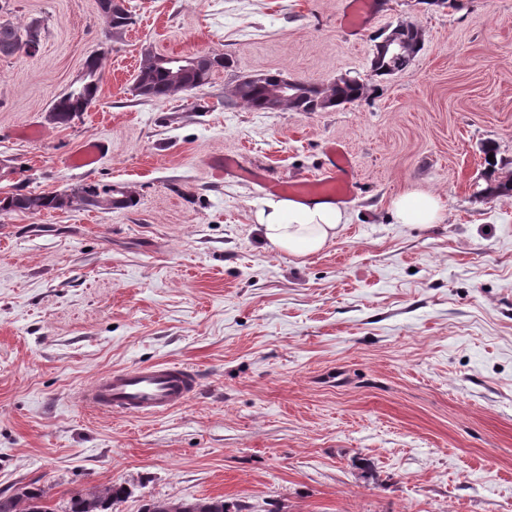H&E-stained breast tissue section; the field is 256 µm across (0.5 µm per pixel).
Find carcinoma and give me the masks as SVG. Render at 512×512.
<instances>
[{
	"label": "carcinoma",
	"mask_w": 512,
	"mask_h": 512,
	"mask_svg": "<svg viewBox=\"0 0 512 512\" xmlns=\"http://www.w3.org/2000/svg\"><path fill=\"white\" fill-rule=\"evenodd\" d=\"M134 23V16L128 9L112 14L106 21L109 37L122 35ZM36 24L0 22V57H10L21 51L22 36ZM401 42L397 54L384 53L376 48L372 59L375 76L384 78L408 68L421 49L422 35L413 26H403L393 30ZM105 53L90 56L85 62L86 84L78 91H65L54 99L50 109L53 121L68 123L74 116L87 111L96 101L101 87ZM227 64L226 58L219 55H204L191 67L173 59L171 55L148 52L139 67L134 82L137 95L151 100H165L184 91H192L209 82L213 73ZM281 74L258 73L239 80L233 96L241 104L256 112L267 111L268 98ZM288 108L298 112H317L352 103L364 93V85L355 78L327 86L305 82L298 88ZM486 187L483 195L487 199L512 194V180L502 181L496 176V162L485 161ZM75 201H67L61 194L17 193L0 198V206L9 212L38 215L43 211L77 208L84 210H106V202L115 195V185H84L75 190ZM128 495L123 485L109 484L95 487L85 493L71 497L67 512H114L115 506ZM47 492L42 488L31 487L11 495L0 496V512H53L46 502ZM144 512H230V504L224 498H204L195 501L156 500L146 505Z\"/></svg>",
	"instance_id": "carcinoma-1"
}]
</instances>
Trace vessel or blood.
<instances>
[{
  "mask_svg": "<svg viewBox=\"0 0 512 512\" xmlns=\"http://www.w3.org/2000/svg\"><path fill=\"white\" fill-rule=\"evenodd\" d=\"M103 152V142L90 140L70 155L69 163L76 168L91 166L99 162ZM349 168L346 152L329 149L328 166L321 175L327 194L341 197L351 193ZM198 388L199 377L194 370L160 362L98 378L82 399L88 407L104 412L153 416L182 406Z\"/></svg>",
  "mask_w": 512,
  "mask_h": 512,
  "instance_id": "vessel-or-blood-1",
  "label": "vessel or blood"
}]
</instances>
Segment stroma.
Listing matches in <instances>:
<instances>
[{
  "mask_svg": "<svg viewBox=\"0 0 512 512\" xmlns=\"http://www.w3.org/2000/svg\"><path fill=\"white\" fill-rule=\"evenodd\" d=\"M126 0L108 39L98 0H0L40 20L0 59V197L126 185L134 206L0 212V495L127 484L116 512L221 496L242 512H512V196L480 197L483 142L512 177V0ZM422 47L382 79L375 37ZM108 49L97 102L68 124L52 101ZM228 58L210 82L137 96L145 52ZM280 72L366 84L318 112H254L232 90ZM108 151L90 170L69 155ZM344 146L349 221L321 252L263 241V183L218 173L238 157L266 180L312 181ZM436 194L442 223H394L388 203ZM157 362L201 385L158 416L81 401L103 375ZM103 152V142L89 140L77 152L70 155L69 164L76 168L94 165L102 158Z\"/></svg>",
  "mask_w": 512,
  "mask_h": 512,
  "instance_id": "stroma-1",
  "label": "stroma"
}]
</instances>
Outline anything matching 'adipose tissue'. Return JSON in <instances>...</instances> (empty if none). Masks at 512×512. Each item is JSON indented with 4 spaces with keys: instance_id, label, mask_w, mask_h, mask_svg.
Segmentation results:
<instances>
[{
    "instance_id": "obj_1",
    "label": "adipose tissue",
    "mask_w": 512,
    "mask_h": 512,
    "mask_svg": "<svg viewBox=\"0 0 512 512\" xmlns=\"http://www.w3.org/2000/svg\"><path fill=\"white\" fill-rule=\"evenodd\" d=\"M390 214L398 224H438L444 219L439 197L408 190L389 203ZM265 241L294 256L317 253L333 243L341 224L347 221L343 204L324 199L299 201L272 196L254 214Z\"/></svg>"
}]
</instances>
